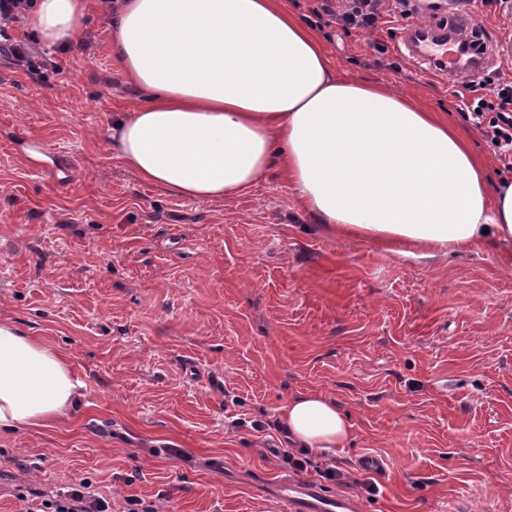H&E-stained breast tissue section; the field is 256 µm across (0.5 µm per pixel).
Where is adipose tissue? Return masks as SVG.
Returning <instances> with one entry per match:
<instances>
[{
    "label": "adipose tissue",
    "mask_w": 512,
    "mask_h": 512,
    "mask_svg": "<svg viewBox=\"0 0 512 512\" xmlns=\"http://www.w3.org/2000/svg\"><path fill=\"white\" fill-rule=\"evenodd\" d=\"M112 53L145 104L112 118V154L144 182L221 201L280 167L301 205L342 237L431 258L497 252L512 270V178L490 182L446 118L383 84L336 75L317 35L280 0H105ZM85 0H37L39 41L76 37ZM69 361L0 323V428L46 426L81 397ZM296 448H335L353 431L336 399L281 407Z\"/></svg>",
    "instance_id": "1"
}]
</instances>
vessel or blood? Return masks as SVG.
I'll return each mask as SVG.
<instances>
[{
  "instance_id": "b4317fda",
  "label": "vessel or blood",
  "mask_w": 512,
  "mask_h": 512,
  "mask_svg": "<svg viewBox=\"0 0 512 512\" xmlns=\"http://www.w3.org/2000/svg\"><path fill=\"white\" fill-rule=\"evenodd\" d=\"M455 21L412 24L402 36V45L409 56L427 69L455 78L476 73L489 60L512 59V41H483L481 52H473L471 44L454 37ZM278 497L285 512H358L354 499L344 495L330 496L313 482L288 477L278 483Z\"/></svg>"
}]
</instances>
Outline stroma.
<instances>
[{
	"mask_svg": "<svg viewBox=\"0 0 512 512\" xmlns=\"http://www.w3.org/2000/svg\"><path fill=\"white\" fill-rule=\"evenodd\" d=\"M282 3L338 76L447 114L503 177L447 79L400 51L403 22L348 35L316 23L314 0ZM89 16L40 74L0 54V320L59 349L83 384L67 420L0 432V512L79 479L112 512L130 498L282 512L290 470L269 451L303 390L354 425L345 447L310 454L303 477L324 492L359 512H512V270L490 252L414 259L337 238L276 171L222 201L141 182L107 136L142 95L112 55L111 19Z\"/></svg>",
	"mask_w": 512,
	"mask_h": 512,
	"instance_id": "35a3bbf8",
	"label": "stroma"
}]
</instances>
